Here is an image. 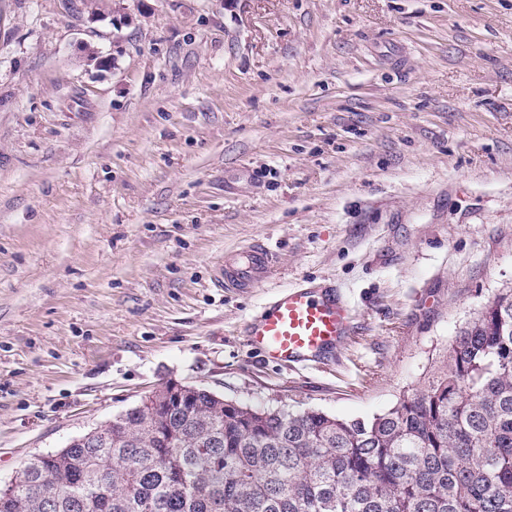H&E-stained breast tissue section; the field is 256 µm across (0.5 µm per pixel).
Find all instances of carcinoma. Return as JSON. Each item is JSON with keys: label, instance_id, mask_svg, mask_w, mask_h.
<instances>
[{"label": "carcinoma", "instance_id": "obj_1", "mask_svg": "<svg viewBox=\"0 0 512 512\" xmlns=\"http://www.w3.org/2000/svg\"><path fill=\"white\" fill-rule=\"evenodd\" d=\"M159 417L119 415L54 470L25 463L31 485L0 494V512H512V288L381 414L254 408L197 387ZM45 484L59 486L49 511Z\"/></svg>", "mask_w": 512, "mask_h": 512}]
</instances>
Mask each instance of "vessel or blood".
Listing matches in <instances>:
<instances>
[{"instance_id":"obj_1","label":"vessel or blood","mask_w":512,"mask_h":512,"mask_svg":"<svg viewBox=\"0 0 512 512\" xmlns=\"http://www.w3.org/2000/svg\"><path fill=\"white\" fill-rule=\"evenodd\" d=\"M273 253L255 243L225 255L222 283L253 288L270 278ZM353 334V314L344 293L312 280L278 292L246 326L249 345L268 361L288 367L338 359Z\"/></svg>"}]
</instances>
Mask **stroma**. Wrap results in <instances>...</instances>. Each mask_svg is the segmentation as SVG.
<instances>
[{"instance_id": "stroma-1", "label": "stroma", "mask_w": 512, "mask_h": 512, "mask_svg": "<svg viewBox=\"0 0 512 512\" xmlns=\"http://www.w3.org/2000/svg\"><path fill=\"white\" fill-rule=\"evenodd\" d=\"M303 279L355 334L290 370L243 327ZM511 287L512 0H0V484L171 379L383 413ZM276 266L273 253L262 243H254L224 256V288H254L270 278Z\"/></svg>"}]
</instances>
